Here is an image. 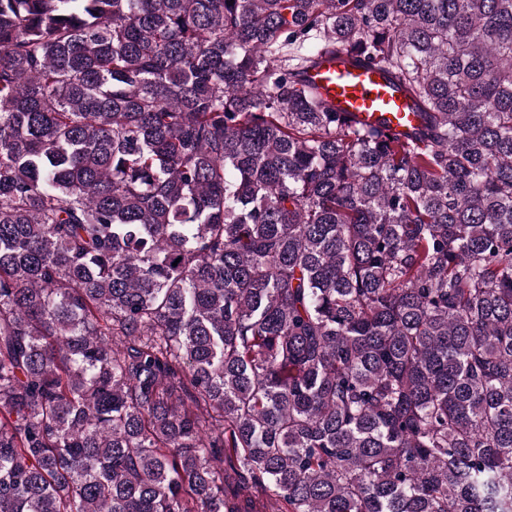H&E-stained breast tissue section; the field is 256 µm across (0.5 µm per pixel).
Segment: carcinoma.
I'll return each instance as SVG.
<instances>
[{
    "instance_id": "obj_1",
    "label": "carcinoma",
    "mask_w": 512,
    "mask_h": 512,
    "mask_svg": "<svg viewBox=\"0 0 512 512\" xmlns=\"http://www.w3.org/2000/svg\"><path fill=\"white\" fill-rule=\"evenodd\" d=\"M0 512H512V0H0ZM306 81L330 106L351 112L362 123L376 125L386 120L400 132L411 131L418 124L413 107L377 67L354 66L324 56L306 74Z\"/></svg>"
}]
</instances>
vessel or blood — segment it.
<instances>
[{"instance_id":"vessel-or-blood-1","label":"vessel or blood","mask_w":512,"mask_h":512,"mask_svg":"<svg viewBox=\"0 0 512 512\" xmlns=\"http://www.w3.org/2000/svg\"><path fill=\"white\" fill-rule=\"evenodd\" d=\"M306 80L330 106L352 113L362 123L375 125L384 120L400 132L411 131L418 123L413 107L379 68L325 56Z\"/></svg>"}]
</instances>
